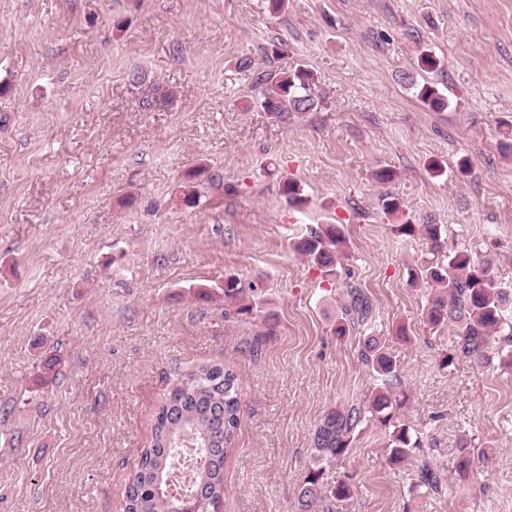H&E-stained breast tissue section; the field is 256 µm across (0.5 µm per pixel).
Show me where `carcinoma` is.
Listing matches in <instances>:
<instances>
[{"mask_svg": "<svg viewBox=\"0 0 512 512\" xmlns=\"http://www.w3.org/2000/svg\"><path fill=\"white\" fill-rule=\"evenodd\" d=\"M418 66L428 72L441 67L440 60L428 49L419 51ZM315 75L301 66L276 72L265 71L256 79V103L276 119L290 112H315L321 106L315 93ZM418 98L431 109L448 107V98L430 84L416 86ZM381 186L378 195L383 212L400 220L395 225L402 236L425 239L430 248H443L442 228L427 220L421 224L405 218L403 201L393 188L396 172L382 167L373 172ZM281 194L292 206L306 204L298 183L285 180ZM346 237L335 224L310 230L296 245L311 262L326 274L338 272L343 260ZM412 280L431 289L426 315L434 326L448 325L455 330L456 355L484 367L492 363L490 345L498 340L512 343V321L505 318L512 311V289L499 284L495 265L488 258H478L467 248H455L447 264L428 263L412 272ZM350 309L365 319L370 305L359 290L350 288ZM454 355V356H456ZM364 362L377 375L380 384L368 404L371 417L388 425L394 419L392 400L394 382L398 381L397 361L383 351L379 341L369 336L361 349ZM454 356L442 361L453 364ZM361 421V413L333 410L318 426L314 437L315 461L330 460L347 448V438ZM240 427L239 384L234 371L222 364L201 366L179 378L160 403L152 437L141 451L140 462L129 476L125 490V512H183V493L193 495L198 512H213L224 495V462L233 448ZM420 447L409 428L394 426L390 443L391 461L404 460L409 450ZM322 469L310 471L299 490L298 505L308 512L316 502L324 503V512H335L336 504L351 496L350 486L341 482L326 490L320 484ZM419 485L439 490L442 478L424 463L418 469Z\"/></svg>", "mask_w": 512, "mask_h": 512, "instance_id": "obj_1", "label": "carcinoma"}]
</instances>
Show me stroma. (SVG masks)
<instances>
[{
	"label": "stroma",
	"instance_id": "obj_1",
	"mask_svg": "<svg viewBox=\"0 0 512 512\" xmlns=\"http://www.w3.org/2000/svg\"><path fill=\"white\" fill-rule=\"evenodd\" d=\"M298 64L318 111L252 106L259 72ZM511 130L512 0H288L276 17L261 0H0V512H124L160 402L205 364L240 383L218 512H298L321 420L377 385L363 336L396 359L395 416L422 445L392 463L391 427L360 421L322 475L350 485L341 512H512V367L456 356L429 323L409 271L430 247L396 232L372 178L394 169L412 221L510 287ZM325 224L347 240L335 276L292 247ZM352 286L372 314L340 338ZM466 441L481 461L463 480ZM424 460L438 491L417 484Z\"/></svg>",
	"mask_w": 512,
	"mask_h": 512
}]
</instances>
